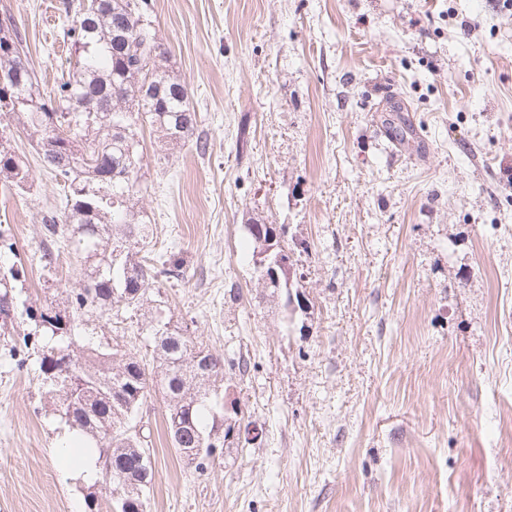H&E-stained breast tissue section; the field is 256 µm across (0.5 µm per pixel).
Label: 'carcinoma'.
Listing matches in <instances>:
<instances>
[{
  "label": "carcinoma",
  "instance_id": "cac0c4a2",
  "mask_svg": "<svg viewBox=\"0 0 512 512\" xmlns=\"http://www.w3.org/2000/svg\"><path fill=\"white\" fill-rule=\"evenodd\" d=\"M59 11L69 61L49 96L13 17L0 19V34L15 43L12 52L0 50V75L17 81L9 100L0 96V180L19 194L32 187L25 158L1 143L21 125L37 137L42 160L64 197L61 217L43 218L41 232L47 241L70 240L89 263L84 288L67 294L71 317L48 307L38 314L24 308L35 329L23 334V344L35 333L50 337L39 356L46 393L61 420L104 459L102 483L112 499L89 496V512H147L153 469L141 454L151 452L135 417L150 389L145 365L135 356L118 359L90 346L87 356H80L74 334L85 313L120 305L138 309L159 275H180L175 260L156 266L134 258L130 248L147 244L144 215L137 209L139 195L148 189L139 134L148 126L178 145L194 136L201 117L186 83L168 65L149 0H61ZM153 336L167 425L185 424L173 448L182 457L201 438L213 442L218 453L206 455L210 464L223 455L232 431L217 411L224 406L222 361L169 320H157ZM200 354L211 359V370L202 375L194 369Z\"/></svg>",
  "mask_w": 512,
  "mask_h": 512
}]
</instances>
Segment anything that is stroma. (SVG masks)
Listing matches in <instances>:
<instances>
[{"mask_svg": "<svg viewBox=\"0 0 512 512\" xmlns=\"http://www.w3.org/2000/svg\"><path fill=\"white\" fill-rule=\"evenodd\" d=\"M59 2L0 0L48 89L67 60ZM151 8L208 149L142 134L148 249L184 270L150 298L221 358L233 430L223 459L195 469L151 389L148 512H512V12L503 0ZM11 145L33 187L0 186V267L23 266L17 301L63 312L84 256L45 247L56 181L35 141ZM257 220L285 225L303 306L259 285ZM150 310L93 312L78 334L152 373ZM11 344L0 335V512H85L102 485L68 472L38 353L21 365Z\"/></svg>", "mask_w": 512, "mask_h": 512, "instance_id": "35a3bbf8", "label": "stroma"}]
</instances>
